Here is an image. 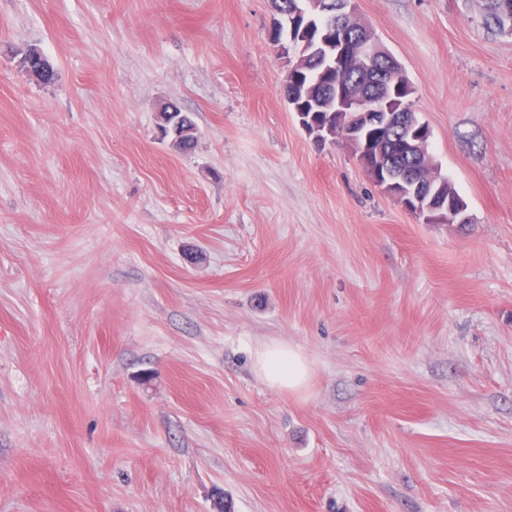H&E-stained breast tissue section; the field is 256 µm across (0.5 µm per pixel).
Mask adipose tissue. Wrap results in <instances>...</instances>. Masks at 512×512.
I'll list each match as a JSON object with an SVG mask.
<instances>
[{
  "label": "adipose tissue",
  "instance_id": "ef3b65f1",
  "mask_svg": "<svg viewBox=\"0 0 512 512\" xmlns=\"http://www.w3.org/2000/svg\"><path fill=\"white\" fill-rule=\"evenodd\" d=\"M255 371L269 386L277 390L298 391L310 379V367L303 354L280 341H271L255 352Z\"/></svg>",
  "mask_w": 512,
  "mask_h": 512
}]
</instances>
